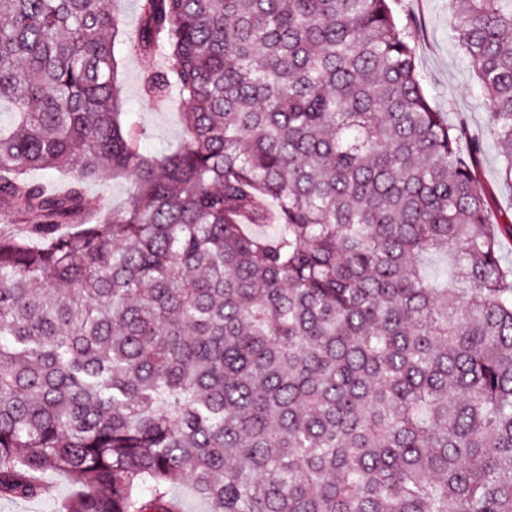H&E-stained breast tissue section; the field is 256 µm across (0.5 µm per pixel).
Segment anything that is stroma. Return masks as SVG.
<instances>
[{
  "label": "stroma",
  "mask_w": 512,
  "mask_h": 512,
  "mask_svg": "<svg viewBox=\"0 0 512 512\" xmlns=\"http://www.w3.org/2000/svg\"><path fill=\"white\" fill-rule=\"evenodd\" d=\"M398 9L415 24L417 67L430 104L449 123H465L469 138L482 140L478 160L481 184L491 191L495 210L511 215L512 185L499 177L498 147L486 135L488 109L472 66L456 41L448 0H400ZM156 64L154 58L127 51L119 57L118 79L126 100V118L145 129L142 147L149 153L176 147L185 137L181 100L172 99L167 108L157 110L140 94L141 76ZM45 481L51 489L48 496L31 501L0 500V512H58L59 503L70 494V480L65 474L52 472L46 474Z\"/></svg>",
  "instance_id": "obj_1"
}]
</instances>
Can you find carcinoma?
<instances>
[{
    "mask_svg": "<svg viewBox=\"0 0 512 512\" xmlns=\"http://www.w3.org/2000/svg\"><path fill=\"white\" fill-rule=\"evenodd\" d=\"M139 2L142 95L188 133L159 156L109 0H0V499L59 472L64 512H182L185 479L209 512H512V219L412 19ZM448 2L512 184V0ZM157 63L155 58L130 53L124 46L119 56L118 79L127 102L124 112L129 123L146 130L142 147L149 153L175 148L185 138L181 119L184 105L178 97H174L167 108L156 110L140 94L141 76ZM128 190V183L125 180L109 181L105 184L89 183L86 186V191L89 196H104L111 205L114 207L120 206L126 199Z\"/></svg>",
    "mask_w": 512,
    "mask_h": 512,
    "instance_id": "cac0c4a2",
    "label": "carcinoma"
}]
</instances>
